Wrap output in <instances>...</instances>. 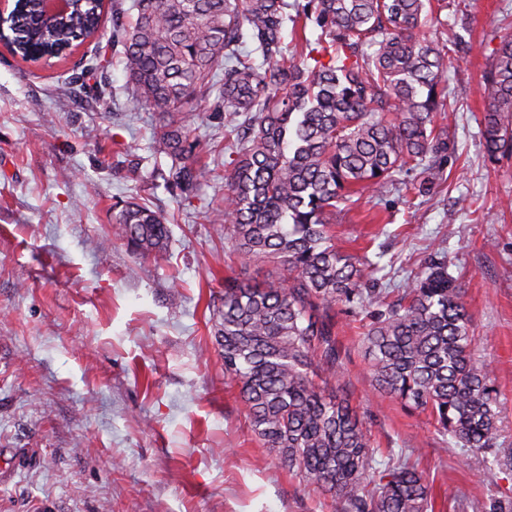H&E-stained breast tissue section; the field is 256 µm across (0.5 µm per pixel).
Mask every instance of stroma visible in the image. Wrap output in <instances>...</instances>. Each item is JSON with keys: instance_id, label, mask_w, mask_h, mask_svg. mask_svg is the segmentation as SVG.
I'll return each mask as SVG.
<instances>
[{"instance_id": "stroma-1", "label": "stroma", "mask_w": 512, "mask_h": 512, "mask_svg": "<svg viewBox=\"0 0 512 512\" xmlns=\"http://www.w3.org/2000/svg\"><path fill=\"white\" fill-rule=\"evenodd\" d=\"M464 42L448 65L445 182L405 201L389 186L338 212L336 245L378 260L397 288L443 248L501 394L498 445L512 448V159L483 158L480 82L512 0L449 15ZM101 54L85 42L35 63L0 40V512H344L290 476L254 437L228 388L211 298L231 262L224 239V113L188 111L213 170L192 205L157 178V114L135 107L117 53L105 87L56 89ZM150 199L170 238L138 258L114 233ZM360 323L336 309L339 382L375 444L412 454L448 512L512 507V472L444 445L426 413L374 391Z\"/></svg>"}]
</instances>
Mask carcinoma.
Instances as JSON below:
<instances>
[{"label":"carcinoma","mask_w":512,"mask_h":512,"mask_svg":"<svg viewBox=\"0 0 512 512\" xmlns=\"http://www.w3.org/2000/svg\"><path fill=\"white\" fill-rule=\"evenodd\" d=\"M25 29L10 52L63 58L96 35L106 5L70 0L42 16L16 0ZM432 0H137L129 26L112 10L130 100L160 116L158 172L189 202L210 169L182 114L199 100L229 112L241 142L224 160L225 234L241 268L272 265L263 283L224 277L214 339L251 431L289 475L348 512H432L433 485L407 458L384 465L338 385L335 308L361 316L370 385L426 413L457 445L512 470L498 448L500 396L446 257L434 254L400 288L375 287L376 264L336 248L330 218L448 154L436 124L448 98L447 43L423 32ZM319 29L313 40L308 24ZM485 156L512 155V38L482 75ZM117 234L143 258L169 230L147 204L126 205Z\"/></svg>","instance_id":"1"}]
</instances>
